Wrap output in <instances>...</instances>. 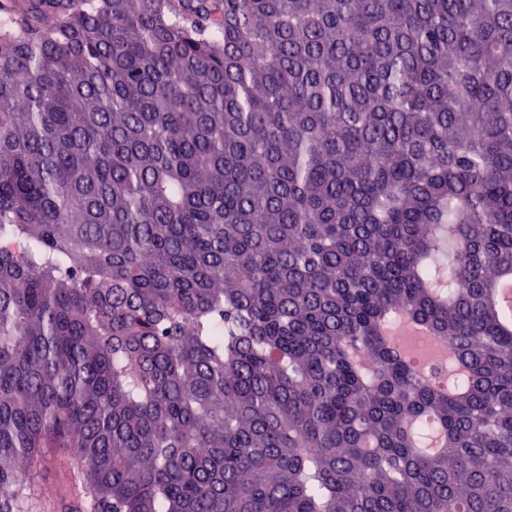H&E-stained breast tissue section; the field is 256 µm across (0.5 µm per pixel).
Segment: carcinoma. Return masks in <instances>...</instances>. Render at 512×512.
Segmentation results:
<instances>
[{
  "mask_svg": "<svg viewBox=\"0 0 512 512\" xmlns=\"http://www.w3.org/2000/svg\"><path fill=\"white\" fill-rule=\"evenodd\" d=\"M506 279L512 0L0 3V512H512ZM406 334L393 333L392 344L397 352L405 356H416L418 362L416 368L425 376L429 373L425 362V348L436 351L440 356L445 357L448 352L440 346L421 326L414 325L408 321H402ZM445 350V351H444Z\"/></svg>",
  "mask_w": 512,
  "mask_h": 512,
  "instance_id": "obj_1",
  "label": "carcinoma"
}]
</instances>
